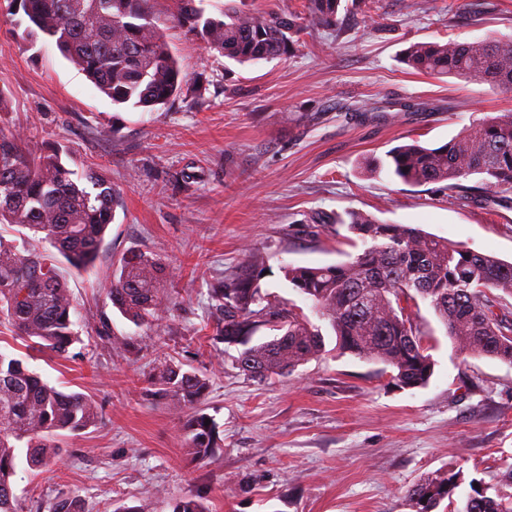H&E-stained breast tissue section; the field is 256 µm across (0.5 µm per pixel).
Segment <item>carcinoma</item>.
Segmentation results:
<instances>
[{"label": "carcinoma", "mask_w": 512, "mask_h": 512, "mask_svg": "<svg viewBox=\"0 0 512 512\" xmlns=\"http://www.w3.org/2000/svg\"><path fill=\"white\" fill-rule=\"evenodd\" d=\"M203 0H170L168 19L200 35L207 48L239 63L285 58L310 25L337 24L340 0H306V20L281 3L259 10L224 6V18L205 15ZM8 14L23 12L26 32L54 45L114 105L131 103L152 111L175 99L184 76L161 33L151 0H9ZM413 71L432 78L455 77L512 90V37L414 43L402 53ZM372 160L373 174H389L411 185L440 184L448 198L512 206V113L475 118L445 144L416 142ZM479 177L475 185L467 181ZM118 192L93 168L79 173L59 152L36 155L19 134L0 133V224L41 236L56 253L25 248L0 235V315L29 350L68 356L79 341L76 308L56 255L77 270L94 267L114 220ZM348 229L364 249L324 266L283 267L284 278L309 304L303 309L261 291L241 273L210 288L223 310L217 335L242 346L237 365L260 380L292 373L325 351L327 326L336 348L391 368L401 388L425 386L434 363L412 308L421 299L446 328L456 350L512 365V310L497 300L512 297V263L425 233L411 224H387L349 214ZM164 267L151 254L131 252L113 274L109 298L135 324L158 320L172 305L164 295ZM275 327L268 341L252 342L256 329ZM208 381L172 361L154 369L151 396L176 410H189L185 445L198 460L218 450L214 424L198 406ZM96 402L66 393L0 352V512H18L13 492L20 455L30 467L57 463V438L98 425ZM458 487L457 474L428 477L408 490L415 512H434ZM48 512H85L84 504L60 492ZM456 512H512V494L494 498L475 489Z\"/></svg>", "instance_id": "carcinoma-1"}]
</instances>
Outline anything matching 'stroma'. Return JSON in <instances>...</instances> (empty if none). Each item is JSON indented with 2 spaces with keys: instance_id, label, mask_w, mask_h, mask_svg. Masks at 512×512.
I'll list each match as a JSON object with an SVG mask.
<instances>
[{
  "instance_id": "obj_1",
  "label": "stroma",
  "mask_w": 512,
  "mask_h": 512,
  "mask_svg": "<svg viewBox=\"0 0 512 512\" xmlns=\"http://www.w3.org/2000/svg\"><path fill=\"white\" fill-rule=\"evenodd\" d=\"M169 5L153 0L187 84L151 112L112 104L56 48L26 35L24 15L0 11V132L37 153L60 150L72 169L96 168L121 191L94 269L61 267L80 317L71 358L27 352L0 327L1 351L60 390L90 395L102 413L67 434L56 465H19V512H48L62 491L87 512H130L157 489L167 497L153 512L197 493L207 512H414L407 490L449 470L463 482L436 512H453L475 488L512 491V365L458 354L427 303L417 313L434 372L406 389L384 365L341 353L331 335L289 376L250 378L237 347L212 356L223 315L209 297L211 284L249 269L262 292L302 305L283 266L358 254L339 222L351 210L511 262L512 209L374 176L367 163L512 113V92L400 61L415 42L512 36V0H341L336 27L307 28L288 57L244 64L167 22ZM371 15L382 26H368ZM365 101L371 111H360ZM138 251L161 258L174 302L151 326L106 295L121 258ZM114 339L130 351L111 349ZM163 360L209 381L203 409L221 444L212 460H191L185 413L149 397Z\"/></svg>"
}]
</instances>
